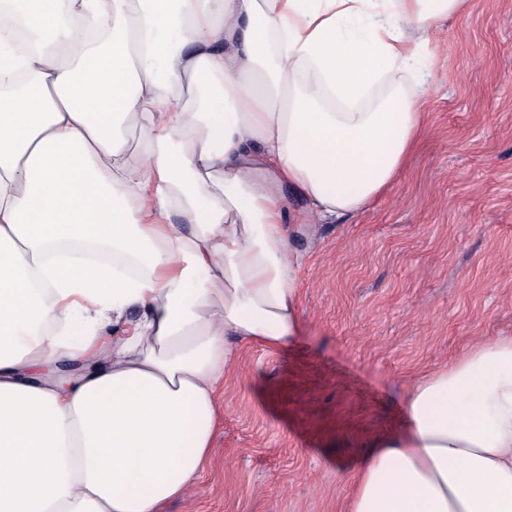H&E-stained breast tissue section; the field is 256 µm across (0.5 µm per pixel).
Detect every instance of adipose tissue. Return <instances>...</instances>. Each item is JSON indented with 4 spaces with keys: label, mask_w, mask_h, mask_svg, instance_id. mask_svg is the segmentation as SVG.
<instances>
[{
    "label": "adipose tissue",
    "mask_w": 512,
    "mask_h": 512,
    "mask_svg": "<svg viewBox=\"0 0 512 512\" xmlns=\"http://www.w3.org/2000/svg\"><path fill=\"white\" fill-rule=\"evenodd\" d=\"M466 2L0 0L23 75L0 86V512L197 488L240 346L301 329L292 240L402 174L427 119L406 81ZM84 242L113 262L61 250ZM347 512H512V336L413 384Z\"/></svg>",
    "instance_id": "ef3b65f1"
}]
</instances>
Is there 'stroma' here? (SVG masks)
Returning a JSON list of instances; mask_svg holds the SVG:
<instances>
[{"instance_id":"stroma-1","label":"stroma","mask_w":512,"mask_h":512,"mask_svg":"<svg viewBox=\"0 0 512 512\" xmlns=\"http://www.w3.org/2000/svg\"><path fill=\"white\" fill-rule=\"evenodd\" d=\"M428 126L360 216L293 243L301 338L243 347L212 459L167 512H345L369 436L422 373L512 336V0H470L427 35Z\"/></svg>"}]
</instances>
